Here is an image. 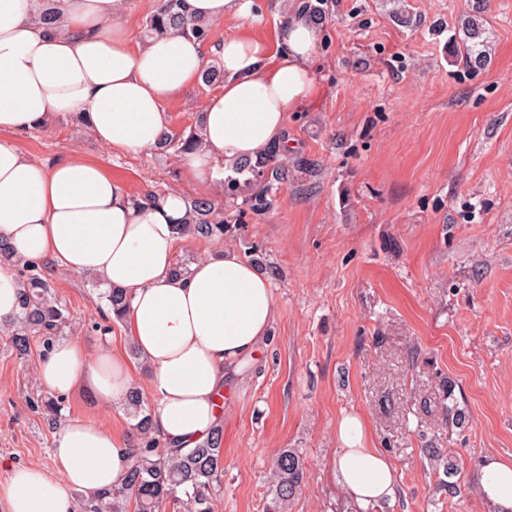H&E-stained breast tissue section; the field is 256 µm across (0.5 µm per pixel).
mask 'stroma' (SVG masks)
I'll list each match as a JSON object with an SVG mask.
<instances>
[{
	"label": "stroma",
	"mask_w": 512,
	"mask_h": 512,
	"mask_svg": "<svg viewBox=\"0 0 512 512\" xmlns=\"http://www.w3.org/2000/svg\"><path fill=\"white\" fill-rule=\"evenodd\" d=\"M319 26L317 100L290 113L288 179L265 214L240 212L219 180L193 185L162 151L99 146L77 116L13 135L52 165L77 153L105 164L130 195L179 191L224 209L223 241L178 240L175 264L227 247L269 277L277 307L268 345L228 378L224 475L215 512H266L265 476L288 448L307 471L290 512H349L333 461L337 425L357 413L389 460L395 501L379 512H496L479 489L485 458L512 463V0H488L485 66L456 43L475 0H328ZM216 86L195 83L165 104L168 130L189 133ZM70 313L64 337L96 352L107 337L92 274L44 267ZM42 352L17 356L0 335V458L51 467L57 427L36 377ZM131 440L126 409L92 394L59 397ZM460 460L449 497L436 454Z\"/></svg>",
	"instance_id": "obj_1"
}]
</instances>
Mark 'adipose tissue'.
I'll return each mask as SVG.
<instances>
[{
	"mask_svg": "<svg viewBox=\"0 0 512 512\" xmlns=\"http://www.w3.org/2000/svg\"><path fill=\"white\" fill-rule=\"evenodd\" d=\"M52 3L62 20L56 32L35 20L34 0H0V238L24 260L125 289V335L147 374L138 376L120 346L92 354L66 338L39 359L36 375L50 393L84 388L112 409L146 384L156 437L170 450L190 448L222 425L228 373L257 358L270 336L277 313L270 280L231 249L174 275V227L188 213L182 193L137 205L103 164L74 154L48 168L9 137L50 114L76 113L106 147L157 149L168 131L165 101L199 81L206 58L197 40L180 35L134 45L122 20L126 0ZM184 7L192 17L245 22L255 2L184 0ZM316 47L313 22L296 9L274 43L248 30L214 47L224 84L204 105L205 149L190 156L191 181L205 183L219 166L283 144L290 113L321 92ZM337 434L334 466L351 497L363 507L394 500L392 469L369 447L362 419L343 416ZM131 452L109 428L68 419L55 436L52 469L0 458L9 474L0 512H77L76 494L91 498L123 482ZM479 486L500 512H512V464L486 458Z\"/></svg>",
	"mask_w": 512,
	"mask_h": 512,
	"instance_id": "adipose-tissue-1",
	"label": "adipose tissue"
}]
</instances>
